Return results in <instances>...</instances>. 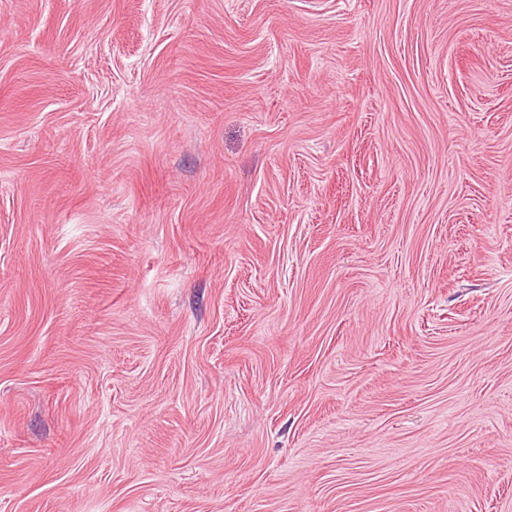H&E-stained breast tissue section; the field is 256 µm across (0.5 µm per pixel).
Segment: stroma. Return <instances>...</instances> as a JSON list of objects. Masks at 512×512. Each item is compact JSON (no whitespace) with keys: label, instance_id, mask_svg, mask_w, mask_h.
Masks as SVG:
<instances>
[{"label":"stroma","instance_id":"stroma-1","mask_svg":"<svg viewBox=\"0 0 512 512\" xmlns=\"http://www.w3.org/2000/svg\"><path fill=\"white\" fill-rule=\"evenodd\" d=\"M0 512H512V0H0Z\"/></svg>","mask_w":512,"mask_h":512}]
</instances>
